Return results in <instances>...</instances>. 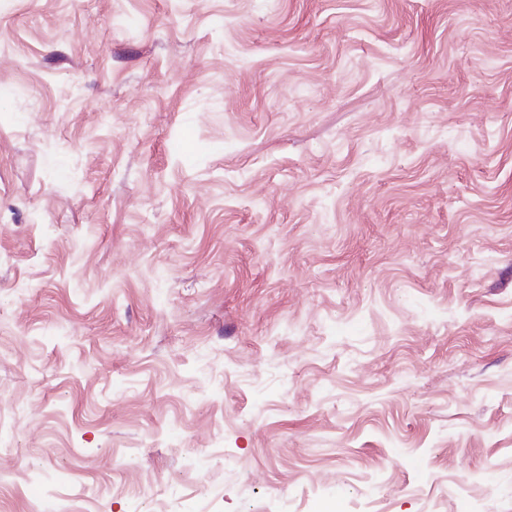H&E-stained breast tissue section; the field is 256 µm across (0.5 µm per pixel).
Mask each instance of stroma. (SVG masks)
<instances>
[{"label":"stroma","instance_id":"stroma-1","mask_svg":"<svg viewBox=\"0 0 512 512\" xmlns=\"http://www.w3.org/2000/svg\"><path fill=\"white\" fill-rule=\"evenodd\" d=\"M512 512V0H0V512Z\"/></svg>","mask_w":512,"mask_h":512}]
</instances>
